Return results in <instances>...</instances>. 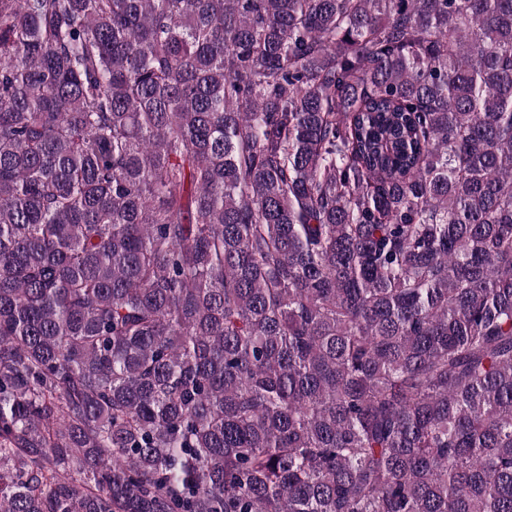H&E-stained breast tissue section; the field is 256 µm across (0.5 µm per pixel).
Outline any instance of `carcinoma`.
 <instances>
[{
    "mask_svg": "<svg viewBox=\"0 0 512 512\" xmlns=\"http://www.w3.org/2000/svg\"><path fill=\"white\" fill-rule=\"evenodd\" d=\"M0 512H512V0H0Z\"/></svg>",
    "mask_w": 512,
    "mask_h": 512,
    "instance_id": "1",
    "label": "carcinoma"
}]
</instances>
